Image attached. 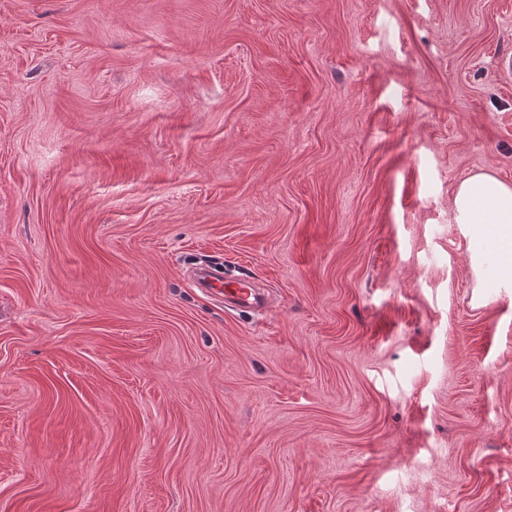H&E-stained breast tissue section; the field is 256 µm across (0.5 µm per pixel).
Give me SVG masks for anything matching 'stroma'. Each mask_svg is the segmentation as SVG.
Listing matches in <instances>:
<instances>
[{"mask_svg":"<svg viewBox=\"0 0 512 512\" xmlns=\"http://www.w3.org/2000/svg\"><path fill=\"white\" fill-rule=\"evenodd\" d=\"M479 173L512 0H0V512H512ZM224 286V292H229V296L232 298V301L238 303L244 307H253V306H261L262 301L261 298L255 288H253L252 283L247 279H239L231 282H225L222 284Z\"/></svg>","mask_w":512,"mask_h":512,"instance_id":"1","label":"stroma"}]
</instances>
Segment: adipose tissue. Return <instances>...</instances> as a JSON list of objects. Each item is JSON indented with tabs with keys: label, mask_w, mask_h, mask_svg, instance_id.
I'll use <instances>...</instances> for the list:
<instances>
[{
	"label": "adipose tissue",
	"mask_w": 512,
	"mask_h": 512,
	"mask_svg": "<svg viewBox=\"0 0 512 512\" xmlns=\"http://www.w3.org/2000/svg\"><path fill=\"white\" fill-rule=\"evenodd\" d=\"M454 208L457 223L489 225L509 263L499 281L512 288V186L487 174L474 175L460 183Z\"/></svg>",
	"instance_id": "ef3b65f1"
}]
</instances>
